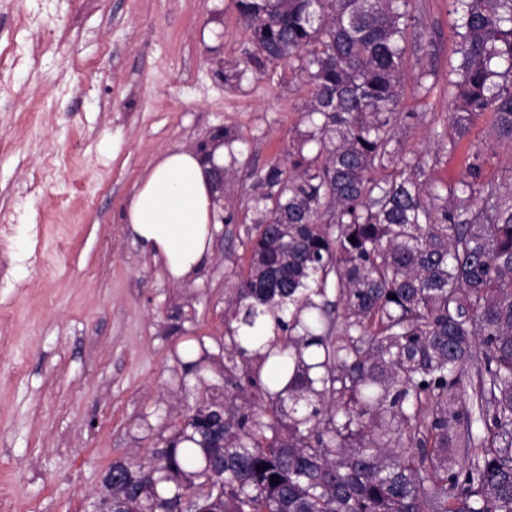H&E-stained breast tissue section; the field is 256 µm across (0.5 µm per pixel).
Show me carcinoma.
<instances>
[{"mask_svg":"<svg viewBox=\"0 0 512 512\" xmlns=\"http://www.w3.org/2000/svg\"><path fill=\"white\" fill-rule=\"evenodd\" d=\"M452 2L454 135L434 137L452 152L486 115L512 147V0ZM235 4L250 38L224 79L293 61L310 86V130L251 185L224 311V374L245 366L260 402L203 394L148 462L112 463L97 512H512V176L437 183L402 159L412 0Z\"/></svg>","mask_w":512,"mask_h":512,"instance_id":"obj_1","label":"carcinoma"}]
</instances>
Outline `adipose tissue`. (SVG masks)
Segmentation results:
<instances>
[{
	"mask_svg": "<svg viewBox=\"0 0 512 512\" xmlns=\"http://www.w3.org/2000/svg\"><path fill=\"white\" fill-rule=\"evenodd\" d=\"M223 163L220 148L208 162L191 150L167 151L129 199V236L153 253L172 282L191 279L211 253L221 211L213 200L210 170Z\"/></svg>",
	"mask_w": 512,
	"mask_h": 512,
	"instance_id": "1",
	"label": "adipose tissue"
}]
</instances>
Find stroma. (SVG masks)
I'll list each match as a JSON object with an SVG mask.
<instances>
[{
  "mask_svg": "<svg viewBox=\"0 0 512 512\" xmlns=\"http://www.w3.org/2000/svg\"><path fill=\"white\" fill-rule=\"evenodd\" d=\"M397 140L406 159L437 157L429 175L512 172V148L477 119L454 154L435 129L451 112L457 16L448 0H413ZM249 31L234 0H0V242L8 264L0 314V512H85L112 462L146 461L204 386L224 377L183 365L227 339L225 300L247 270L251 171L287 160L309 124L307 86L291 64L223 82L217 59ZM426 75L434 89L418 95ZM235 131L238 161L220 224L196 277L175 284L127 235V203L150 165Z\"/></svg>",
  "mask_w": 512,
  "mask_h": 512,
  "instance_id": "stroma-1",
  "label": "stroma"
}]
</instances>
